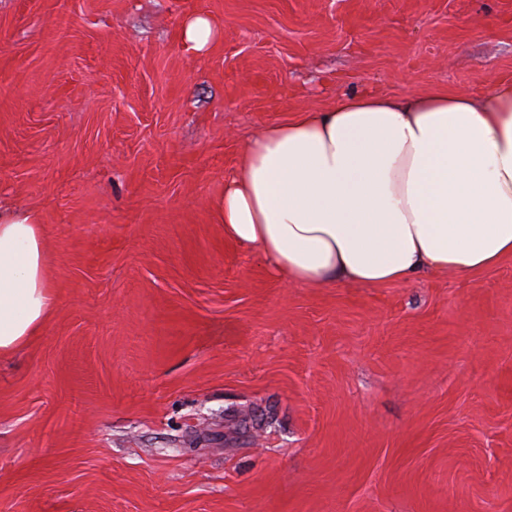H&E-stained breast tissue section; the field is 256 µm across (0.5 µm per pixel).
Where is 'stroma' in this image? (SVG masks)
<instances>
[{"mask_svg": "<svg viewBox=\"0 0 512 512\" xmlns=\"http://www.w3.org/2000/svg\"><path fill=\"white\" fill-rule=\"evenodd\" d=\"M502 79L512 0H0V204L56 297L0 354V512H512V260L305 288L210 210L270 123ZM222 30L221 21L211 14L189 15L181 28L182 45L193 54H205L221 38Z\"/></svg>", "mask_w": 512, "mask_h": 512, "instance_id": "obj_1", "label": "stroma"}]
</instances>
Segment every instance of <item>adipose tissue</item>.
I'll return each instance as SVG.
<instances>
[{"mask_svg": "<svg viewBox=\"0 0 512 512\" xmlns=\"http://www.w3.org/2000/svg\"><path fill=\"white\" fill-rule=\"evenodd\" d=\"M222 36L186 17L183 47ZM224 236L309 288L470 277L512 257V80L480 96L352 92L267 125L211 202ZM37 212L0 206V352L55 307Z\"/></svg>", "mask_w": 512, "mask_h": 512, "instance_id": "ef3b65f1", "label": "adipose tissue"}]
</instances>
